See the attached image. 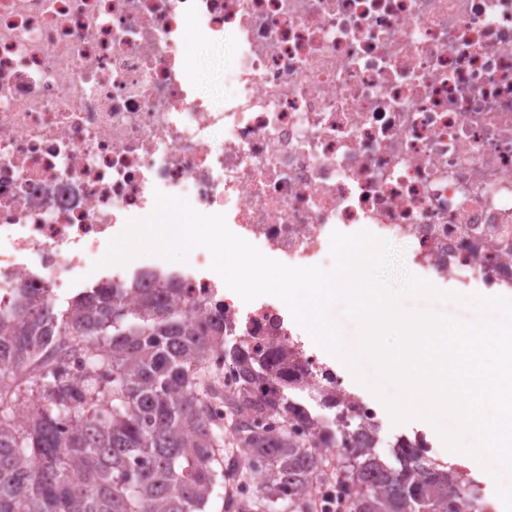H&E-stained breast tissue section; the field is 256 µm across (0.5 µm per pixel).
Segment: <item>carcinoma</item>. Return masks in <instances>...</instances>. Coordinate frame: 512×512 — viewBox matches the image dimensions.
<instances>
[{"label": "carcinoma", "instance_id": "obj_1", "mask_svg": "<svg viewBox=\"0 0 512 512\" xmlns=\"http://www.w3.org/2000/svg\"><path fill=\"white\" fill-rule=\"evenodd\" d=\"M195 309L168 278L158 288L98 287L63 309L21 289L0 312V512H204L218 486L224 512H271L278 501L313 512L308 479L332 448L341 449L342 512H480L472 502L461 509L455 468L383 441L347 408L321 417L308 444L249 423L233 424L224 441L207 416L217 388L201 373L204 358L222 354L238 370L243 405L265 382L288 380L286 367ZM61 334L80 346L86 370L61 365L16 385V372ZM254 469L268 494L235 510L229 485Z\"/></svg>", "mask_w": 512, "mask_h": 512}]
</instances>
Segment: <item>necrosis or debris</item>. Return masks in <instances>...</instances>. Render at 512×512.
<instances>
[{
    "label": "necrosis or debris",
    "mask_w": 512,
    "mask_h": 512,
    "mask_svg": "<svg viewBox=\"0 0 512 512\" xmlns=\"http://www.w3.org/2000/svg\"><path fill=\"white\" fill-rule=\"evenodd\" d=\"M197 35L228 48L224 105L198 89ZM224 214L289 266H328L333 231L411 243L431 283L512 294V0H0V308L87 282L156 287L98 261L154 193ZM192 250L188 302L288 356L310 438L320 401L381 425L302 340L282 301L249 304ZM68 336L27 370L77 372Z\"/></svg>",
    "instance_id": "1"
}]
</instances>
